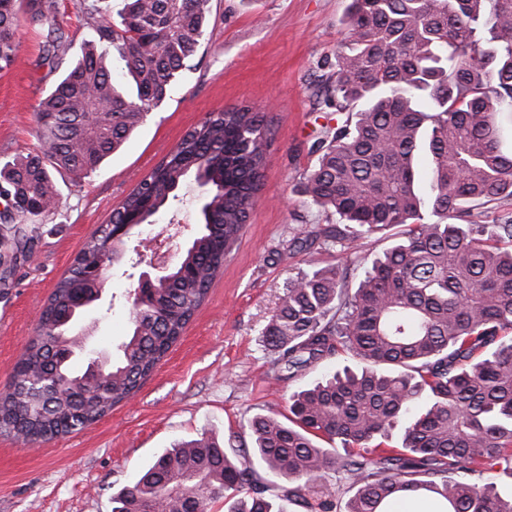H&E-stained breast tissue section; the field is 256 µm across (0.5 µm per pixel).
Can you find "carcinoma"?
<instances>
[{"label":"carcinoma","mask_w":512,"mask_h":512,"mask_svg":"<svg viewBox=\"0 0 512 512\" xmlns=\"http://www.w3.org/2000/svg\"><path fill=\"white\" fill-rule=\"evenodd\" d=\"M78 0L89 32L80 53L49 27L58 76L37 112L36 150L0 161V288L31 260L58 178L86 179L170 95L197 53L211 0ZM60 0H0V70L19 47L20 17L43 22ZM348 44L316 107L336 113L313 144L303 192L335 219L324 248L402 227L372 257L292 282L264 336L296 378L344 352L359 360L291 396L288 422L257 414L252 447L232 458L213 438L164 450L112 498V512H337L328 478L354 494L344 512H387L410 495L436 512H512V0H352ZM125 72L132 90L114 80ZM270 130L248 105L210 113L84 242L41 312L38 333L0 393V434L27 444L82 430L134 395L178 341L239 238L260 189ZM203 183L206 203L185 253L142 302L130 334L100 369L73 367L76 326L122 260L134 219ZM401 427V445L388 447ZM339 442L345 456L324 447ZM258 460L288 481L270 493Z\"/></svg>","instance_id":"1"}]
</instances>
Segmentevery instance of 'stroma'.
Returning a JSON list of instances; mask_svg holds the SVG:
<instances>
[{
	"mask_svg": "<svg viewBox=\"0 0 512 512\" xmlns=\"http://www.w3.org/2000/svg\"><path fill=\"white\" fill-rule=\"evenodd\" d=\"M351 0H211L204 40L169 99L83 182L62 183L43 220L40 243L12 288L0 294V392L38 327V315L86 239L106 223L140 180L209 112L248 105L265 112L273 139L262 189L242 235L204 303L137 393L96 423L28 445L0 436V512H112V498L174 444L216 437L228 454L249 443L255 414L289 413L293 392L352 365L343 355L302 376L276 379L263 330L298 273L340 263L339 254L293 239L314 234L326 215L302 190L317 156L311 146L336 115L315 107L329 66L347 37ZM13 65L0 71V159L33 151L36 113L55 79L43 59L42 29L21 20ZM192 186L134 229L130 244L156 249L168 236L181 255L198 224ZM132 259L109 267L102 298L84 319L105 355L128 335Z\"/></svg>",
	"mask_w": 512,
	"mask_h": 512,
	"instance_id": "1",
	"label": "stroma"
}]
</instances>
